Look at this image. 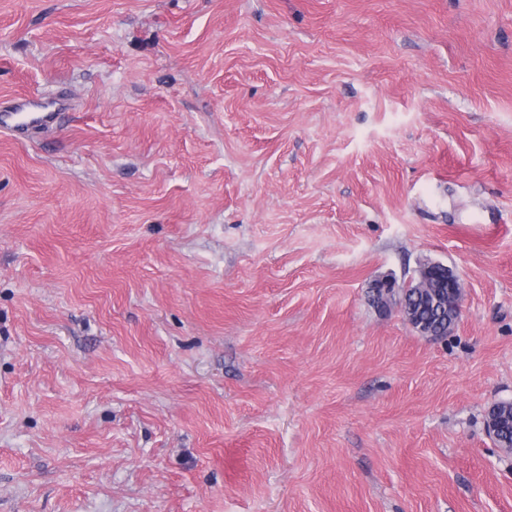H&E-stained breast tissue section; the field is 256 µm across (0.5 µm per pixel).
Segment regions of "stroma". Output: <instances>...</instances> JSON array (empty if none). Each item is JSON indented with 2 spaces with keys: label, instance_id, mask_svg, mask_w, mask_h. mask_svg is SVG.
<instances>
[{
  "label": "stroma",
  "instance_id": "obj_1",
  "mask_svg": "<svg viewBox=\"0 0 512 512\" xmlns=\"http://www.w3.org/2000/svg\"><path fill=\"white\" fill-rule=\"evenodd\" d=\"M25 93L0 512H512V0H0ZM42 104L33 97L19 99L14 104V112H7L2 115L1 128H11L29 125H46L53 119V112H41ZM11 119L14 123L7 121ZM16 120V121H15ZM422 274L426 278L439 279L448 292V306H454L460 313L464 303V294L460 289L458 277L447 266L426 262L422 264Z\"/></svg>",
  "mask_w": 512,
  "mask_h": 512
}]
</instances>
